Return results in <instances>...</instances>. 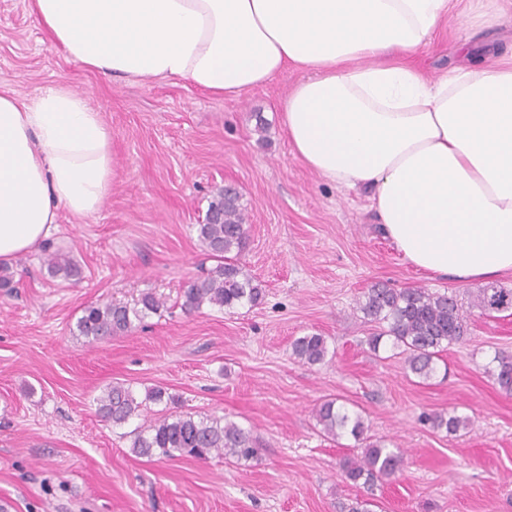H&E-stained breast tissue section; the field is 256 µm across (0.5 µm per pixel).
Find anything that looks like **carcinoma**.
<instances>
[{
	"instance_id": "cac0c4a2",
	"label": "carcinoma",
	"mask_w": 512,
	"mask_h": 512,
	"mask_svg": "<svg viewBox=\"0 0 512 512\" xmlns=\"http://www.w3.org/2000/svg\"><path fill=\"white\" fill-rule=\"evenodd\" d=\"M239 191L217 189L208 204L204 222L197 227L198 240L208 255L216 260L206 276L191 281L183 290L181 308L188 314L209 305L220 310L255 306L262 297L259 283L247 272L239 256L244 248L246 229L240 207ZM48 271L53 276L70 279L77 274L73 259L60 253L48 256ZM359 310L378 331L367 339L369 349L378 353L389 344L404 359L407 370L427 380L436 373L435 359L448 347L460 343L465 326L461 305L456 296L433 293L426 288L395 290L374 286L363 292L357 301ZM475 305L483 310H512V289L489 286L481 289ZM164 301L147 294L129 308L112 302L86 306L76 322L78 336L93 344L129 331L133 321L141 322L159 311ZM328 354L326 338L318 333L299 336L292 342V355L300 362L315 365ZM495 367L489 370L495 383L512 393V354L495 353ZM96 413L106 423L122 427L142 416L148 404H177L175 395L161 387L146 390L137 400L131 387L116 382L93 399ZM314 417L322 430L339 438L345 434L365 443L360 457H349L341 466L344 481L361 484L371 490L401 473L404 456L382 441H367L364 419L326 400L314 409ZM438 430L454 435L466 426V419L445 413L425 416ZM130 450L136 456L168 459L190 457L206 460H250L257 455L255 441L244 428L233 421L216 416H197L175 412L156 415L149 424L136 426L126 433Z\"/></svg>"
}]
</instances>
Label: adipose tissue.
<instances>
[{"mask_svg": "<svg viewBox=\"0 0 512 512\" xmlns=\"http://www.w3.org/2000/svg\"><path fill=\"white\" fill-rule=\"evenodd\" d=\"M454 0H35L53 41L105 76L185 79L233 98L287 68L281 103L301 161L369 193L420 272L459 282L512 271V58L428 77L410 58ZM112 139L63 84L0 94V263L40 246L59 210L96 213Z\"/></svg>", "mask_w": 512, "mask_h": 512, "instance_id": "obj_1", "label": "adipose tissue"}]
</instances>
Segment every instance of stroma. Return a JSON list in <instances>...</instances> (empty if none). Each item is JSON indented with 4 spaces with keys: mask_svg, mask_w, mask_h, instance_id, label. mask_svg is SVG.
<instances>
[{
    "mask_svg": "<svg viewBox=\"0 0 512 512\" xmlns=\"http://www.w3.org/2000/svg\"><path fill=\"white\" fill-rule=\"evenodd\" d=\"M468 29L449 20L412 58L436 78L475 67L485 49L512 55V0H464ZM468 40L470 50L458 45ZM289 68L235 98L182 79H112L68 57L31 0H0V93L31 97L65 84L99 112L112 138V191L100 210L60 211L48 248L68 252L79 280L51 276L45 249L20 255L0 289V512H512V394L487 368L512 353V313L473 306L479 282L428 277L380 232L367 196L308 169L284 132L280 102L301 79ZM241 194L247 240L240 260L263 295L234 311L180 307L188 282L215 261L202 223L215 187ZM375 284L456 294L467 333L442 352L447 375L423 380L389 348L370 351L373 326L357 300ZM158 313L111 340L73 328L98 301ZM325 336L324 362L292 355L297 337ZM123 382L161 386L180 411L248 430L258 458L159 459L131 453L93 405ZM334 399L360 413L371 440L400 449L397 478L367 490L343 481L351 436L324 435L313 410ZM468 418L451 435L424 417Z\"/></svg>",
    "mask_w": 512,
    "mask_h": 512,
    "instance_id": "1",
    "label": "stroma"
}]
</instances>
